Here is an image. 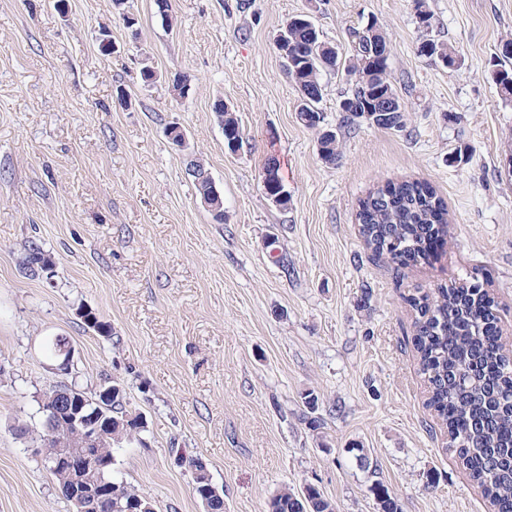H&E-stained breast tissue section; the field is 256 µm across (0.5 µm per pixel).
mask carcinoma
Masks as SVG:
<instances>
[{
  "label": "carcinoma",
  "mask_w": 512,
  "mask_h": 512,
  "mask_svg": "<svg viewBox=\"0 0 512 512\" xmlns=\"http://www.w3.org/2000/svg\"><path fill=\"white\" fill-rule=\"evenodd\" d=\"M288 49L294 53L286 65L285 75L299 94V118L315 128L321 122L317 104L322 99L320 76L324 71L344 68L350 87L342 95L348 102L349 118L366 120L377 127L400 130L405 127L404 109L391 81L388 58H370L365 44L374 43L375 51L390 52L389 41L379 29L354 30L351 33V54L339 58L336 47L323 41L306 15L291 18L285 31ZM420 52L450 65L455 57L450 48L431 39L421 43ZM504 59L492 72L502 100L512 102V42L503 46ZM392 113L378 111L382 103ZM213 111L224 114V139L227 148L240 144L239 122L231 108L222 100L213 104ZM321 159L329 164L340 157L339 139L334 131L320 134ZM197 195L208 201L213 219L224 222V201L204 164H191ZM267 194L278 206L288 202V194L279 175V166L271 163L265 174ZM356 221L366 244L378 255L387 256L399 266L418 263L427 253L426 240L446 233L444 202L425 182L403 181L378 188L359 201ZM50 261L38 247L25 257L27 268L44 271ZM416 310L414 346L420 370L428 388V407L442 420L451 437L457 458L474 481L483 488L494 512H512V364L504 353L499 316L493 300L475 282L410 299ZM68 386L43 392L37 405H46L61 413L55 427L71 436L75 428L69 424L64 394ZM112 417V435L91 450L92 485H103L106 492L99 497L93 512H154L152 500L132 486L114 478V448L142 440L147 424L143 415L128 408L124 389L112 383V401L107 403ZM47 425L32 433L23 425L14 427L15 435L41 448L49 472L58 485L65 484V468L52 469L53 459L63 456V449L45 439ZM192 472L193 490L202 501L210 502L213 512H224L223 497L215 494L216 486L207 464L198 457L185 459ZM268 512H333L332 505L320 489L309 485L297 493L283 488L274 494Z\"/></svg>",
  "instance_id": "cac0c4a2"
}]
</instances>
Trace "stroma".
<instances>
[{"mask_svg":"<svg viewBox=\"0 0 512 512\" xmlns=\"http://www.w3.org/2000/svg\"><path fill=\"white\" fill-rule=\"evenodd\" d=\"M65 4L0 0V512H72L12 428L41 430L40 391L106 380L148 423L144 442L116 450L115 475L156 512H204L176 448L207 463L224 512H265L282 487L308 484L334 512H379L377 483L401 512H493L427 405L406 298L478 275L512 349V104L491 77L512 0H173L171 27L154 0H133L134 33L114 0ZM298 14L342 52L351 28L376 23L403 131L347 124L348 78L322 73L320 129L343 157L321 159L276 43ZM103 27L117 52L100 50ZM426 39L456 65L421 54ZM177 75L191 84L182 101ZM218 98L239 121L233 150ZM272 158L283 207L263 187ZM193 159L221 192L223 223L195 191ZM403 180L429 183L448 218L445 244L407 267L374 256L355 219L360 199ZM33 245L52 276L23 270ZM53 336L75 349L69 372L52 368Z\"/></svg>","mask_w":512,"mask_h":512,"instance_id":"1","label":"stroma"}]
</instances>
